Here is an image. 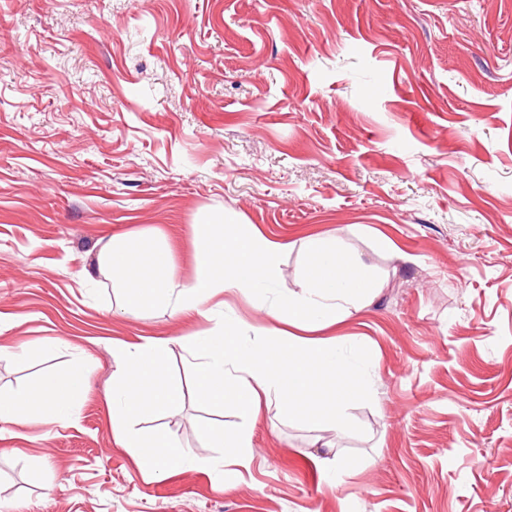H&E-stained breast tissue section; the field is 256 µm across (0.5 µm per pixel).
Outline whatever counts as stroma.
<instances>
[{"instance_id": "stroma-1", "label": "stroma", "mask_w": 512, "mask_h": 512, "mask_svg": "<svg viewBox=\"0 0 512 512\" xmlns=\"http://www.w3.org/2000/svg\"><path fill=\"white\" fill-rule=\"evenodd\" d=\"M219 215L288 242L277 288L312 237L370 268L323 335L372 394L341 432L263 402L246 466L158 481L112 440L116 346L170 339L185 388L137 430L213 459L238 414L186 364L208 322L113 313L98 249L163 236L184 279ZM0 346L5 394L92 370L71 420L0 423V512H512V0H0Z\"/></svg>"}]
</instances>
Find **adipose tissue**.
<instances>
[{"label": "adipose tissue", "mask_w": 512, "mask_h": 512, "mask_svg": "<svg viewBox=\"0 0 512 512\" xmlns=\"http://www.w3.org/2000/svg\"><path fill=\"white\" fill-rule=\"evenodd\" d=\"M191 246L196 266L186 281L174 278L166 243L144 233L107 238L98 264L122 292L116 312L130 306L167 308L177 316L211 321L205 335L189 334L182 342L199 394L214 407L232 406L240 417L233 431L207 433L213 447L223 451L221 463L243 465L253 457L251 421L263 397H275L291 409L305 406L307 421L315 428L343 429L347 401L368 395L369 388L361 383L357 367L344 364L335 345L314 333L361 307L374 288L367 268L342 252L337 239H310L309 274L298 288L279 293L276 304L266 310L275 323L288 320L310 331V338H297L274 325L261 330L253 344L237 325L216 319L213 301L227 292L250 296L273 283L285 242L221 216L195 225ZM170 351L169 339L162 337L117 348V369L107 396L116 444L131 449L158 480L194 461L190 449L171 432L144 436L133 428L135 419L170 413L180 406V386L162 377ZM322 372L346 379L326 403L312 397L313 380ZM89 380L85 368L66 376L49 373L28 391L1 394L0 422L20 426L34 416L49 424L69 419L82 403Z\"/></svg>", "instance_id": "1"}]
</instances>
